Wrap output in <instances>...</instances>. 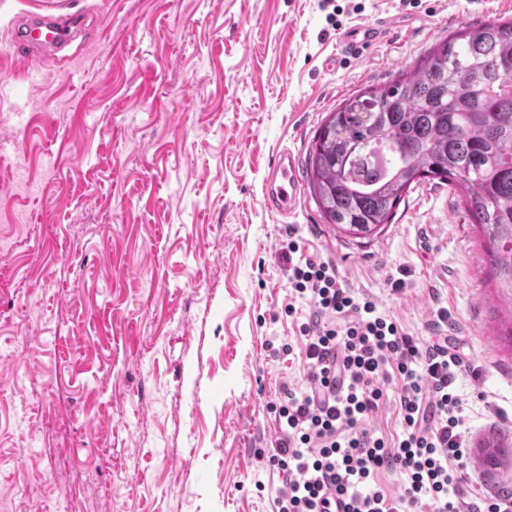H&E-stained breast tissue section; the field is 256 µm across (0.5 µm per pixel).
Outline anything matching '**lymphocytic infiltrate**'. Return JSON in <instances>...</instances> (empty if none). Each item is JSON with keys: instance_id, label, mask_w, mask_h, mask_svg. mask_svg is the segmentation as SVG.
Here are the masks:
<instances>
[{"instance_id": "lymphocytic-infiltrate-1", "label": "lymphocytic infiltrate", "mask_w": 512, "mask_h": 512, "mask_svg": "<svg viewBox=\"0 0 512 512\" xmlns=\"http://www.w3.org/2000/svg\"><path fill=\"white\" fill-rule=\"evenodd\" d=\"M286 252L292 302L301 316L305 384L284 388L271 408L278 435L257 457L276 469L271 512H329L328 493L346 512H512V496L466 499V424L456 382L471 372L448 339L414 340L370 300L345 286L335 265L306 254L297 238ZM397 377L402 433L388 441L365 424L384 401L381 382ZM403 474L388 495L381 471Z\"/></svg>"}]
</instances>
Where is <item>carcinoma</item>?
<instances>
[{"label":"carcinoma","instance_id":"1","mask_svg":"<svg viewBox=\"0 0 512 512\" xmlns=\"http://www.w3.org/2000/svg\"><path fill=\"white\" fill-rule=\"evenodd\" d=\"M438 180L463 196L503 298L501 339L512 348V19L464 29L390 83L362 91L325 118L309 151L320 217L360 239L391 222L411 185ZM506 469L505 437L478 444Z\"/></svg>","mask_w":512,"mask_h":512}]
</instances>
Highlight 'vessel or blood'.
I'll use <instances>...</instances> for the list:
<instances>
[{
  "label": "vessel or blood",
  "mask_w": 512,
  "mask_h": 512,
  "mask_svg": "<svg viewBox=\"0 0 512 512\" xmlns=\"http://www.w3.org/2000/svg\"><path fill=\"white\" fill-rule=\"evenodd\" d=\"M74 24L72 15L32 14L14 32V52L26 63L38 57L54 56L68 43ZM392 20L381 18L372 24H361L348 29L340 38L342 55L358 58L393 29ZM301 192L295 156L288 150L277 152L270 164L264 182V200L267 208L288 216L295 210Z\"/></svg>",
  "instance_id": "vessel-or-blood-1"
}]
</instances>
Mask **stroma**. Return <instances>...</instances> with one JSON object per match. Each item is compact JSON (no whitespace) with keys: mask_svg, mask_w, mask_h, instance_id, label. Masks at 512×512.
<instances>
[{"mask_svg":"<svg viewBox=\"0 0 512 512\" xmlns=\"http://www.w3.org/2000/svg\"><path fill=\"white\" fill-rule=\"evenodd\" d=\"M0 0V75L22 17L80 15L44 77L0 104V512H270L279 478L256 458L270 409L300 386L289 355V229L419 341L437 307L478 378L459 381L470 485L512 493L476 444L512 438V348L461 195L420 183L371 239L324 223L309 191L282 218L275 152L306 167L324 118L390 82L512 0ZM402 24L361 59L343 31ZM404 277L392 294L389 278Z\"/></svg>","mask_w":512,"mask_h":512,"instance_id":"1","label":"stroma"}]
</instances>
